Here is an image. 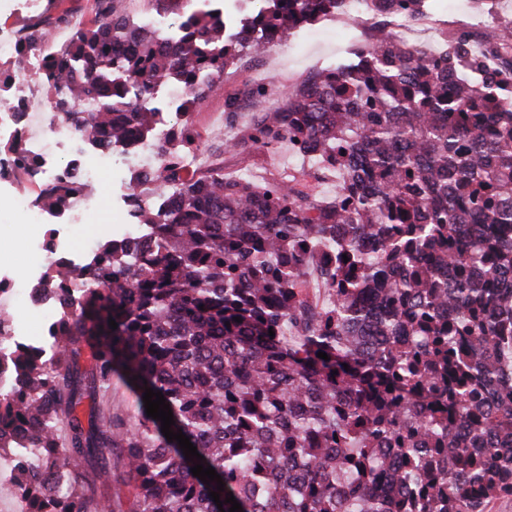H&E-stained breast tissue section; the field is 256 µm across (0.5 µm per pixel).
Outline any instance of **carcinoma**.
Returning a JSON list of instances; mask_svg holds the SVG:
<instances>
[{
    "label": "carcinoma",
    "mask_w": 512,
    "mask_h": 512,
    "mask_svg": "<svg viewBox=\"0 0 512 512\" xmlns=\"http://www.w3.org/2000/svg\"><path fill=\"white\" fill-rule=\"evenodd\" d=\"M341 2L239 0L232 20L222 0H203L171 42L94 0L93 24L45 58L50 104L80 131L114 146L164 138L150 182L167 206L135 204L137 230L96 245L78 271L94 287L55 313L51 353L22 343L10 357L18 386L0 394V449L38 450L12 477L26 512H116L86 470L114 449L134 480L130 512H227L229 492L240 512H484L512 495L506 78L477 58L455 70L446 53L414 65L379 37L257 113L252 141H286L334 170L351 211L288 179L189 167V114L224 69ZM66 20L30 27L15 61ZM170 81L189 96L180 126L161 130L163 113L143 102ZM81 188L68 176L38 200L61 209ZM313 263L331 296L318 310L305 291ZM72 282L55 264L34 288L67 294ZM114 375L140 397L162 392L171 430L203 459H186L144 408L133 431L96 414ZM197 463L222 477L224 504L210 497L217 481L190 472Z\"/></svg>",
    "instance_id": "cac0c4a2"
}]
</instances>
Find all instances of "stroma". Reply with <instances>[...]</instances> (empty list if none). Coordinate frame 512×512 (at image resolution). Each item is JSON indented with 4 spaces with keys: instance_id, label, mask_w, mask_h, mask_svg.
Listing matches in <instances>:
<instances>
[{
    "instance_id": "1",
    "label": "stroma",
    "mask_w": 512,
    "mask_h": 512,
    "mask_svg": "<svg viewBox=\"0 0 512 512\" xmlns=\"http://www.w3.org/2000/svg\"><path fill=\"white\" fill-rule=\"evenodd\" d=\"M94 0H14V7L0 12L1 31H24L37 21L56 17L68 11L72 23H90L95 13ZM197 0H168L157 5L155 0H115L117 12L144 19L165 14L169 22L180 15L198 9ZM370 34L358 27L337 30L333 21L325 20L307 26L290 41L271 47L267 57L258 59L244 56L235 65L226 68L220 91L199 99L191 112L190 121L198 140L211 162L221 163L225 174L246 175L256 184L280 179L290 173L297 179L299 190L328 202L336 196V176L322 173L298 157L288 143L274 148H260L252 144L251 135L255 113L283 106L287 94L301 87L319 68L350 60L353 43L370 41ZM267 79L265 99L256 101L246 94L257 75ZM238 95L240 110L234 126L224 121V98ZM241 141V148L224 149L226 138ZM13 184L0 180V278L27 283L37 281L44 271L40 262L44 228L25 223L12 208ZM125 211L119 209H92L79 224H63L59 230L72 249L85 251L100 240L115 237L120 224L127 222ZM103 404L112 416L113 424L134 428L141 412L137 393L120 377H113L111 387L103 396Z\"/></svg>"
}]
</instances>
